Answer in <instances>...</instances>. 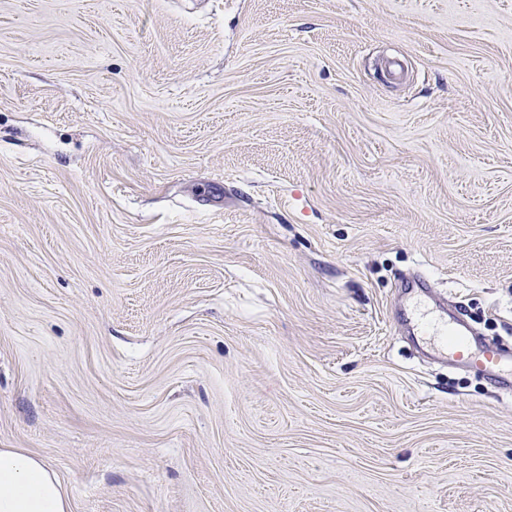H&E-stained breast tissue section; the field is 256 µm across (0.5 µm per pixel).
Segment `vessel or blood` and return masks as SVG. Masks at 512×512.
<instances>
[{
	"label": "vessel or blood",
	"mask_w": 512,
	"mask_h": 512,
	"mask_svg": "<svg viewBox=\"0 0 512 512\" xmlns=\"http://www.w3.org/2000/svg\"><path fill=\"white\" fill-rule=\"evenodd\" d=\"M432 349L449 363L474 366L495 377L512 376V352L476 341L460 322L437 326Z\"/></svg>",
	"instance_id": "obj_1"
}]
</instances>
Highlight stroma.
Masks as SVG:
<instances>
[{"mask_svg":"<svg viewBox=\"0 0 512 512\" xmlns=\"http://www.w3.org/2000/svg\"><path fill=\"white\" fill-rule=\"evenodd\" d=\"M512 0H0V448L72 512H512ZM430 346L441 358H448L450 364H465L480 368L495 377L510 376L512 379V353L496 345L476 341L470 330L454 320L448 330V323L437 326Z\"/></svg>","mask_w":512,"mask_h":512,"instance_id":"1","label":"stroma"}]
</instances>
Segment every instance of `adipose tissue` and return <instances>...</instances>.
Listing matches in <instances>:
<instances>
[{"label": "adipose tissue", "mask_w": 512, "mask_h": 512, "mask_svg": "<svg viewBox=\"0 0 512 512\" xmlns=\"http://www.w3.org/2000/svg\"><path fill=\"white\" fill-rule=\"evenodd\" d=\"M0 512H72L56 470L21 448H0Z\"/></svg>", "instance_id": "adipose-tissue-1"}]
</instances>
